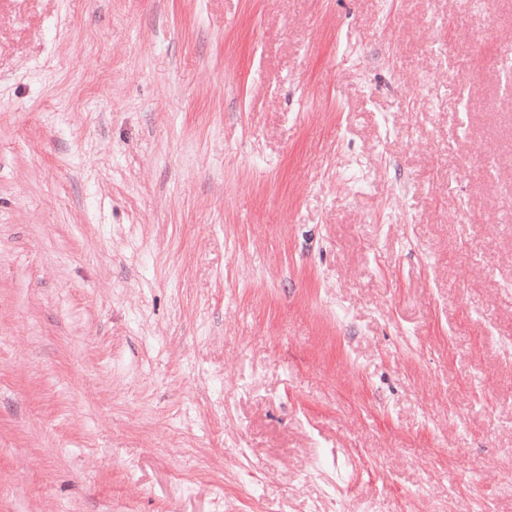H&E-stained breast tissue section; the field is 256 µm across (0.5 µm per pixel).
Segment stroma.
<instances>
[{"label":"stroma","instance_id":"35a3bbf8","mask_svg":"<svg viewBox=\"0 0 512 512\" xmlns=\"http://www.w3.org/2000/svg\"><path fill=\"white\" fill-rule=\"evenodd\" d=\"M509 44L0 0V512H512Z\"/></svg>","mask_w":512,"mask_h":512}]
</instances>
